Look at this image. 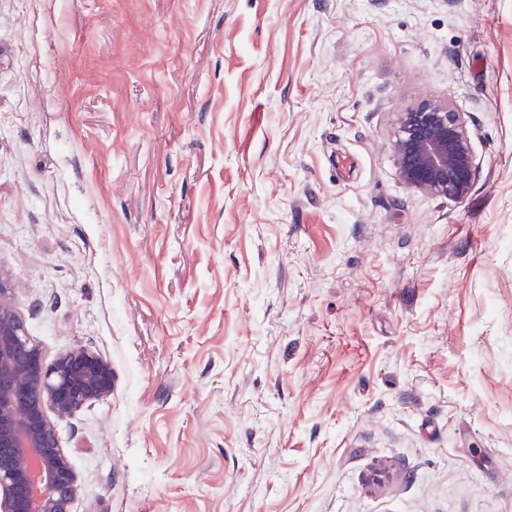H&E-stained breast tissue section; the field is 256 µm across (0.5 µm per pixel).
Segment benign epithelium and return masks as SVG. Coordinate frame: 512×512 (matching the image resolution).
Returning a JSON list of instances; mask_svg holds the SVG:
<instances>
[{
    "instance_id": "7a95c632",
    "label": "benign epithelium",
    "mask_w": 512,
    "mask_h": 512,
    "mask_svg": "<svg viewBox=\"0 0 512 512\" xmlns=\"http://www.w3.org/2000/svg\"><path fill=\"white\" fill-rule=\"evenodd\" d=\"M400 178L411 189L461 201L476 171L468 132L451 103L401 113L395 143ZM111 365L74 349L46 360L29 336L15 289L0 278V512H72L77 475L57 422L112 394Z\"/></svg>"
}]
</instances>
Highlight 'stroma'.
I'll list each match as a JSON object with an SVG mask.
<instances>
[{
	"label": "stroma",
	"mask_w": 512,
	"mask_h": 512,
	"mask_svg": "<svg viewBox=\"0 0 512 512\" xmlns=\"http://www.w3.org/2000/svg\"><path fill=\"white\" fill-rule=\"evenodd\" d=\"M0 273L112 366L73 512H512V0H0ZM395 143L400 178L411 189L460 201L476 171L468 132L451 103L429 101L401 113Z\"/></svg>",
	"instance_id": "35a3bbf8"
}]
</instances>
